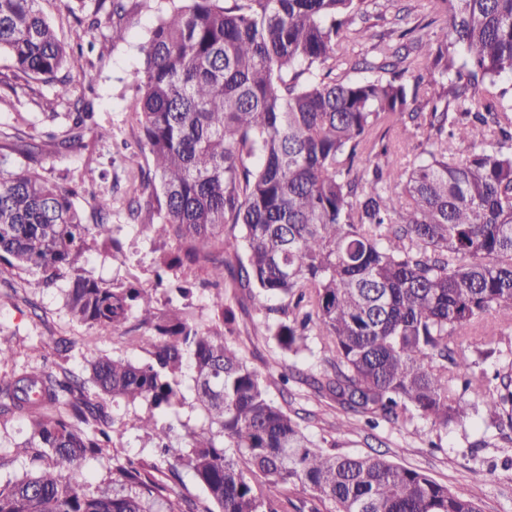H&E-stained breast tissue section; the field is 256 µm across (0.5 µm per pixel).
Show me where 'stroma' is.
Listing matches in <instances>:
<instances>
[{
    "mask_svg": "<svg viewBox=\"0 0 512 512\" xmlns=\"http://www.w3.org/2000/svg\"><path fill=\"white\" fill-rule=\"evenodd\" d=\"M45 14L59 36L68 43L94 42L93 52L84 53L69 77L74 97L88 103L92 115L85 121L84 145L55 149L53 136L64 135L75 116L66 104H54L56 88L46 83H27L15 78L11 63L0 57V130L16 126L32 134L39 144L46 176L72 191L79 207H87L91 193L112 197L110 223L113 236L124 244V257L114 256L101 245L88 243L80 266L85 275L108 288L155 285V260L162 251L173 250L170 242L156 240L151 229L157 216L144 212L131 217L128 205L136 190L153 175L148 152L140 146L139 128L127 103L133 94L129 75L140 67L138 45L153 25L149 8L134 10L124 41L108 45L109 21H102L95 35L62 14L59 0H41ZM110 129L104 140L94 138L96 127ZM67 282L38 288L32 274L0 262V345L10 347L9 359L0 361V376L22 368L61 365L89 380L92 357L123 356L145 360V352L127 348L125 337L76 321L65 305ZM235 340L251 367L266 371L280 353L267 336L254 306L236 309ZM272 398L314 439L335 441L342 454H381L408 468L425 471L435 481L458 493L473 487L482 489V512H512V441L497 429L475 421L448 431L430 429L416 419L402 427L380 424L368 429L352 421L348 431L337 433L333 425L340 414L336 405L318 398L305 385L289 381L286 390H272ZM106 410L121 429L110 453L81 464L79 478L88 487L105 486L116 455L153 459L151 444L143 432L127 428L134 408L124 402H110Z\"/></svg>",
    "mask_w": 512,
    "mask_h": 512,
    "instance_id": "stroma-1",
    "label": "stroma"
}]
</instances>
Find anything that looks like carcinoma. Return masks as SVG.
Masks as SVG:
<instances>
[{
    "instance_id": "carcinoma-1",
    "label": "carcinoma",
    "mask_w": 512,
    "mask_h": 512,
    "mask_svg": "<svg viewBox=\"0 0 512 512\" xmlns=\"http://www.w3.org/2000/svg\"><path fill=\"white\" fill-rule=\"evenodd\" d=\"M376 0H156L155 23L130 74L128 104L156 181L131 212L157 214L155 277L206 267L229 279L242 305L257 301L280 359L251 368L224 331L190 318L184 281L157 292L105 288L78 274L87 240L114 252L112 197L91 195L95 223L43 168L16 155L36 147L16 128L0 134V261L50 286L71 275L66 306L81 323L114 330L137 316L147 335L128 341L142 361L100 356L96 387L139 403L162 455L186 404L205 416L185 427L176 464L115 458L95 491L74 480L84 461L114 447L104 406L73 373L56 368L0 378V417L30 423L23 448L38 470L0 479V512H302L290 496L310 489L331 512H481L479 494L452 492L424 472L381 456L336 454L308 436L270 397L287 385V361L314 354L305 377L343 412L371 428L418 416L437 430L481 418L512 429V364L484 381V365L512 334V0H426L447 18L433 35L402 27L372 33ZM112 41L125 39L129 0H97ZM371 42L372 59L349 45ZM40 0H0V56L27 81L56 84L71 100L76 67ZM363 69L371 76L352 79ZM73 101V100H71ZM59 145L81 139L88 105ZM386 125L420 134L425 148L403 167L372 139ZM222 323L235 315L212 296ZM192 473L204 500L173 499L168 481Z\"/></svg>"
}]
</instances>
